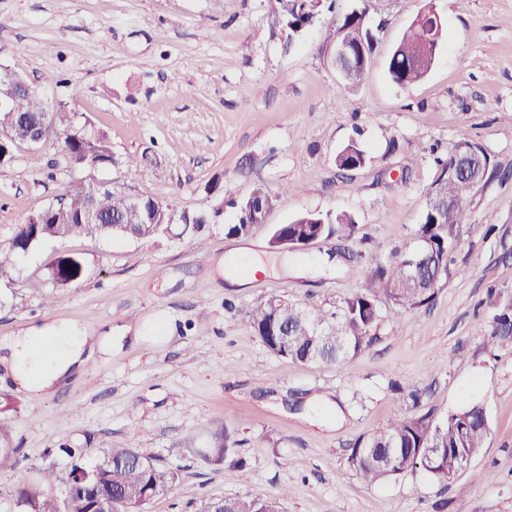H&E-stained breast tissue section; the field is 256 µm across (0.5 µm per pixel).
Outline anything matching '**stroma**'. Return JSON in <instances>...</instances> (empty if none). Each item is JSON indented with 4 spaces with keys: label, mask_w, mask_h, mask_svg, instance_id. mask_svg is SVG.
<instances>
[{
    "label": "stroma",
    "mask_w": 512,
    "mask_h": 512,
    "mask_svg": "<svg viewBox=\"0 0 512 512\" xmlns=\"http://www.w3.org/2000/svg\"><path fill=\"white\" fill-rule=\"evenodd\" d=\"M356 4L336 0L295 34L280 0H0V65L112 142V167L84 178L180 212L213 211L259 183L281 194L245 237L225 236L234 218L225 209L190 239L50 240L0 276V337L48 320L115 337L111 356L50 395L0 374V394L18 404L0 414L18 449L0 493L48 464L65 472L66 459L48 454L60 444L91 445L97 461L132 443L178 472L147 512L244 496L280 501L283 512H512V342L488 337L493 315L512 304V0H367L382 30L351 88L331 57L336 17ZM430 7L445 40L423 80L397 87L391 49ZM463 132L502 175L468 203V231L435 301L386 308L377 339L329 367L270 353L245 309L282 295L332 312L367 278L365 266L335 257L332 238L271 256V227L346 212L384 253L411 245L439 175L429 148L448 150ZM353 139L366 163L344 177L336 155ZM144 153L148 165L127 167ZM75 177L56 138L15 149L0 165V239ZM65 254L84 273L58 288L49 267ZM254 257L267 273L252 272ZM414 390L437 417L467 400L484 405L479 456L450 483L418 468L365 482L348 461L352 443L411 412ZM221 428L239 440L243 468L197 455Z\"/></svg>",
    "instance_id": "obj_1"
}]
</instances>
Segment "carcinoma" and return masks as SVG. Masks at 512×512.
I'll list each match as a JSON object with an SVG mask.
<instances>
[{
  "instance_id": "1",
  "label": "carcinoma",
  "mask_w": 512,
  "mask_h": 512,
  "mask_svg": "<svg viewBox=\"0 0 512 512\" xmlns=\"http://www.w3.org/2000/svg\"><path fill=\"white\" fill-rule=\"evenodd\" d=\"M336 0H287L283 5V19L288 28L300 34L311 26L315 11H330ZM367 6H359L336 20V35L349 41L357 52L356 63L348 69L346 84L357 86L368 72L372 54L378 41L376 33L365 24ZM430 21L414 20L403 33L388 62L390 80L406 87L423 78L432 67L440 44L430 38ZM47 105L33 91L16 99L11 107L0 109V138L7 149L23 135L14 112L35 118L45 117ZM48 136L62 137V153L68 164L90 168L97 162L107 165L112 146L105 135L84 125L57 117L47 123ZM477 155V179L484 186L499 173L490 155L477 142H472ZM434 154L433 161L439 176L429 192L440 191L448 206L436 208L426 205L422 219L416 225L413 239L421 248L417 261H427L421 276L407 282L409 257L397 249L389 261L382 259L380 249L373 247L356 253V259L370 269L362 288L346 298L336 311L316 312L299 307L290 301L282 306L266 301L245 310L244 316L262 344L273 354L284 359L316 366H330L341 359L360 353L376 339L384 319L381 303L387 302L397 311H410L431 305L451 272L454 253L468 229L466 202L474 196L473 181L457 174L453 150L444 155ZM366 155L355 141H350L336 156L339 170L354 171L365 164ZM92 195L90 185L77 181L65 195L66 209L57 211L47 205L30 213L15 225L10 237L0 240V275L15 268L25 250H34L46 240H68L83 236H122L151 240L167 231V224L180 225L179 236L192 237L203 224L221 215L217 209L211 214H176L162 203L146 204L145 215L138 224H126L128 196L112 189L98 195L100 224H83L80 217ZM280 194L263 184L256 185L245 200L231 199L228 205L235 209L236 219L224 225L228 236L243 237L252 230L255 213L276 204ZM334 237L349 241L358 233L354 217L347 213L329 219L318 213H303L289 224H278L271 236L290 239ZM82 264L68 256H61L50 267V279L64 288L80 279ZM489 336L498 342L512 338V306L495 316ZM489 423L483 405L469 401L448 409L440 418L430 413H414L392 418L384 427L359 437L352 445L349 462L367 483H375L396 476L408 468H421L434 479L447 482L448 475L459 460L474 457L484 447ZM236 440L221 428L209 441L203 460L236 466ZM426 448L439 449L433 462L425 463ZM59 451L68 457L67 477L77 488L69 497L56 495L53 486L61 476L50 465L39 469L36 479L15 488L5 501H0V512H11V504H22V512H91L97 497L112 499V512H144L157 496L170 491L176 483L177 473L155 459L143 455L129 445L111 448L104 459L96 464L85 462L87 449L63 446ZM18 448L12 444L8 430L0 428V470L16 464ZM201 512H281L277 501L252 497L210 498Z\"/></svg>"
}]
</instances>
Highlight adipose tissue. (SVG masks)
Returning a JSON list of instances; mask_svg holds the SVG:
<instances>
[{
  "label": "adipose tissue",
  "instance_id": "obj_1",
  "mask_svg": "<svg viewBox=\"0 0 512 512\" xmlns=\"http://www.w3.org/2000/svg\"><path fill=\"white\" fill-rule=\"evenodd\" d=\"M111 352V336L53 320L0 339V366L24 389L50 392Z\"/></svg>",
  "mask_w": 512,
  "mask_h": 512
}]
</instances>
